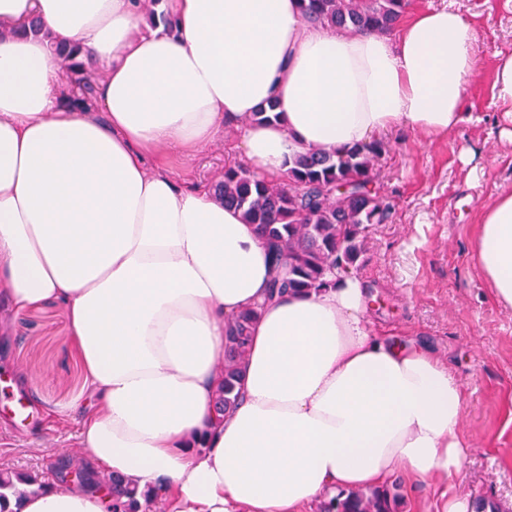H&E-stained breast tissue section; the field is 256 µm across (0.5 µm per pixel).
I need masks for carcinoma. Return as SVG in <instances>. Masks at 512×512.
I'll return each instance as SVG.
<instances>
[{
  "label": "carcinoma",
  "mask_w": 512,
  "mask_h": 512,
  "mask_svg": "<svg viewBox=\"0 0 512 512\" xmlns=\"http://www.w3.org/2000/svg\"><path fill=\"white\" fill-rule=\"evenodd\" d=\"M306 22L325 29L390 32L406 7V0H300ZM79 94H66L68 101L89 108L94 104V80L78 60L77 45H51ZM386 150L373 142L344 151L311 148L297 156L287 172V181L269 185L248 168L224 169L223 179L212 185L224 204L241 209L256 225L271 248L275 261L286 263L287 273L270 286V295L286 292H320L331 284L338 268L357 265L367 251L369 227L383 223L393 204L372 188L375 162ZM257 310L248 308L224 325V388L218 405L231 409L239 399L242 364ZM112 484L116 509L112 512H159L151 490L115 476H102ZM31 486H42L32 474L0 469V499L18 497ZM404 496L397 483L358 491H339L320 502L318 512H403Z\"/></svg>",
  "instance_id": "obj_1"
}]
</instances>
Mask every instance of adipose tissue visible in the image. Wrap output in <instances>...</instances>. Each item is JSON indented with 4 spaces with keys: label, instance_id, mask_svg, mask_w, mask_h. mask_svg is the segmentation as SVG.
<instances>
[{
    "label": "adipose tissue",
    "instance_id": "adipose-tissue-1",
    "mask_svg": "<svg viewBox=\"0 0 512 512\" xmlns=\"http://www.w3.org/2000/svg\"><path fill=\"white\" fill-rule=\"evenodd\" d=\"M163 9L143 33L139 0H0V296L16 313L66 309L86 463L158 491L164 512H305L400 470L447 485L465 461L447 364L372 330L349 271L269 297L278 269L255 225L152 159L238 127L240 157L274 184L312 146L447 135L479 65L474 25L443 8L385 35L336 32L298 0ZM54 43L103 70L93 108L59 99ZM271 99L278 118L253 121ZM473 255L512 308V189L482 205ZM249 307L241 396L223 413L224 324ZM0 512H112V496L51 486Z\"/></svg>",
    "mask_w": 512,
    "mask_h": 512
}]
</instances>
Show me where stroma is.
Wrapping results in <instances>:
<instances>
[{
  "mask_svg": "<svg viewBox=\"0 0 512 512\" xmlns=\"http://www.w3.org/2000/svg\"><path fill=\"white\" fill-rule=\"evenodd\" d=\"M453 6L477 30L480 69L469 83L467 119L429 139L398 129L377 160V186L394 207L369 229V249L353 272L367 286L375 328L414 342L448 364L466 412L467 458L448 493L490 498L512 512V309L500 305L471 256L478 210L512 187V143L499 140L503 109L494 72L512 56V0H409V10ZM238 130L192 159L164 158L178 179L214 181L233 158ZM474 158L463 164L462 149ZM64 309L49 301L11 315L0 333V467L56 483L57 461L79 454L78 425L87 397ZM404 512H442L427 479L394 475Z\"/></svg>",
  "mask_w": 512,
  "mask_h": 512,
  "instance_id": "obj_1",
  "label": "stroma"
}]
</instances>
